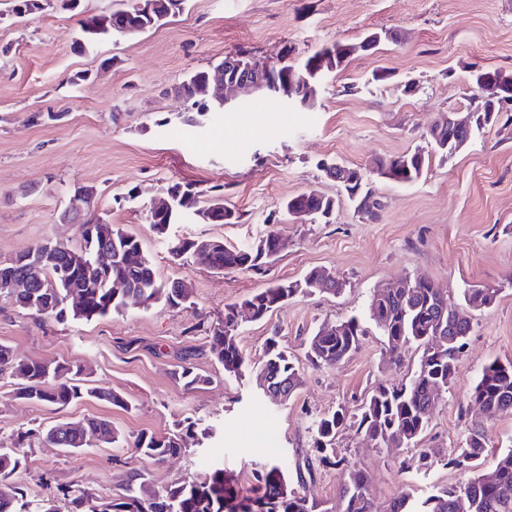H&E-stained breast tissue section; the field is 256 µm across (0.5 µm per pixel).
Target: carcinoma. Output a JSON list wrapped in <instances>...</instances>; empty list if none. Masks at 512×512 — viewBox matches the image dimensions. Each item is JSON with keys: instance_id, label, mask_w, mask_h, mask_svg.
Segmentation results:
<instances>
[{"instance_id": "obj_1", "label": "carcinoma", "mask_w": 512, "mask_h": 512, "mask_svg": "<svg viewBox=\"0 0 512 512\" xmlns=\"http://www.w3.org/2000/svg\"><path fill=\"white\" fill-rule=\"evenodd\" d=\"M185 0H152L151 15L140 16L133 4L105 14L107 27L82 28V34L73 41L80 52L85 45L108 36L140 35L154 29L161 21L182 12ZM44 10V0H9L7 15L22 18ZM365 54L361 44L345 43L343 51L330 58L317 51L302 64H284L278 74L280 94L301 96L313 104L324 72L339 71L354 56ZM211 74L198 70L176 88L178 95L196 107L197 119L219 108L210 96L201 94V87ZM459 142L455 152L462 149L466 134H457L448 127L444 116L428 132V143L388 159L375 162L380 173L388 179L409 185L418 181L434 155L454 156L448 151V140ZM341 182L354 212L375 223L382 217L385 204L382 196L368 180H360L352 167H344ZM156 196L165 197L170 207L159 214L153 229L160 237L169 227L180 221L189 210L202 224H237L240 214L224 203V194L212 190L207 195L189 183L171 182L157 188ZM339 201L312 190L298 193L282 203L288 212L305 211L314 218L328 220ZM82 242L73 248L56 244L54 262L33 269L0 265V270L11 269L14 275L29 282V288L20 294L5 287L0 280V297L10 300L21 310L47 315L63 323L70 319L92 320L108 314H121L128 308L125 294L139 299L147 308L163 301L171 307H180L189 301L193 289L181 281H161L151 259L144 253L140 240L117 224H95L88 218L80 224ZM210 247L207 266L218 272L262 271L274 261L285 247L275 231L269 232L255 244L228 246L211 239H178L170 242L169 254L179 260L194 253L197 246ZM325 269L312 268L298 280H276L254 294L224 306V315L210 324L209 353L224 367L225 373L236 376L246 363L238 340L240 321L237 310L248 307L252 321L267 320L275 310L298 295L316 292L336 295L343 289L339 279L324 277ZM125 282V292L116 294L108 288V280ZM409 288L375 294L368 306V318L383 336L386 352L395 356L409 344L416 345L421 355L414 372L398 383L378 381L351 410L340 406L335 411L316 417L310 426V452L298 464L295 476L288 475L277 465H262L253 472L260 489L255 497L239 496L224 467L213 465L203 476L174 482L155 491L151 488L149 473L143 469H128L121 483V492L103 499L93 493L73 490L69 486L56 487V494L69 504L67 512H96L105 503L110 512H379L368 492V478L339 453L336 440L345 431L356 432L372 439L378 448L392 447L396 434L403 435L406 448H418L430 421L452 383L458 363L466 346V339L474 326L473 312L490 306L498 292L496 288H472L463 292V306L449 301V295L425 277H404ZM82 298V304L69 303L72 294ZM364 330L355 317L330 324L309 337L306 359L316 369L333 368L348 359L360 346ZM195 352L178 356L180 364L173 371L176 380L187 389L207 382L196 373L191 359ZM9 371L24 380L17 388L20 398L36 404L63 410L88 399L104 401L112 406L127 408L128 402L119 394L104 391L88 383L78 364L54 366L17 359L10 347L0 344V372ZM257 376L263 390H283L292 396L301 384V375L291 355L280 346L279 331L272 330L267 337L263 358L257 366ZM471 399L482 405L489 416L512 414V360H495L487 365L471 393ZM37 438L55 448L75 452L100 445L129 444L145 460L160 463L183 451L178 435H156L142 432L130 441L105 418H87L79 422L59 420L42 433L32 435L19 431L13 437V447H0V512H17L16 505L26 498L25 487L15 479L22 466L19 448L31 438ZM488 448V439L480 425L471 427L461 445L455 449L449 464L467 474L465 482L455 488L440 490L428 497L418 509L406 498L389 505L386 512H460L459 497L466 499L467 512H512V448L497 455L491 467L475 473L474 462ZM338 468L344 478L339 489V506L326 507L305 494L307 480L318 469Z\"/></svg>"}]
</instances>
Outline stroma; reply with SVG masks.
Here are the masks:
<instances>
[{
    "label": "stroma",
    "mask_w": 512,
    "mask_h": 512,
    "mask_svg": "<svg viewBox=\"0 0 512 512\" xmlns=\"http://www.w3.org/2000/svg\"><path fill=\"white\" fill-rule=\"evenodd\" d=\"M115 0H83L70 12L47 0L42 12L0 22V264L48 239L79 245L78 225L60 221L78 186L96 191L92 212L142 242L162 281L191 285L188 307L158 302L149 309L64 323L39 317L0 298V344L17 358L77 363L96 386L119 393L121 409L90 399L57 411L16 394V376H0V446L11 434L39 430L64 418L104 417L125 434L183 436L179 456L156 464L129 448L103 445L63 452L32 440L16 475L38 512L47 483L117 494L126 467L147 470L155 488L203 475L215 461L240 494L253 497L255 464L294 471L311 444L312 419L354 405L380 380H398L418 364L402 349L389 361L375 327L334 368L314 369L303 357L321 325L366 317L373 294L402 276H425L461 302L465 288L499 294L476 311L474 329L421 447L439 461L422 468L418 450L376 449L346 431L337 446L368 474L379 507L404 495L421 501L463 482L448 461L472 425L484 426L488 453L512 447V414L484 415L470 394L483 368L512 360V124L476 132L452 159L432 158L419 181L375 178L386 208L378 223L342 203L330 223H311L280 209L284 199L313 190L341 194L323 163L368 170L375 160L424 145L432 124L474 106L473 66L512 73V0H186L180 14L133 37H108L75 52L82 24L112 10ZM388 33L379 49L350 60L320 87L315 109L288 107L274 95L252 94L203 124L191 123L190 102L175 92L190 73L246 51L258 59L297 63L326 44L356 43ZM387 71L385 81L373 72ZM88 73L87 82L71 78ZM265 111H256V104ZM59 120H52V113ZM169 181L223 189L243 215L238 224L171 225L155 234L146 219L156 187ZM138 197H130V190ZM277 231L286 249L264 273H220L195 258L173 261L177 238L251 243ZM327 269L345 281L341 294L298 296L263 322L242 319V374L225 376L210 355L207 326L225 304L272 280L294 281ZM299 358L303 382L294 396L272 403L258 394L255 362L272 330ZM207 382L185 389L170 371L177 355ZM265 437H253L255 426Z\"/></svg>",
    "instance_id": "obj_1"
}]
</instances>
